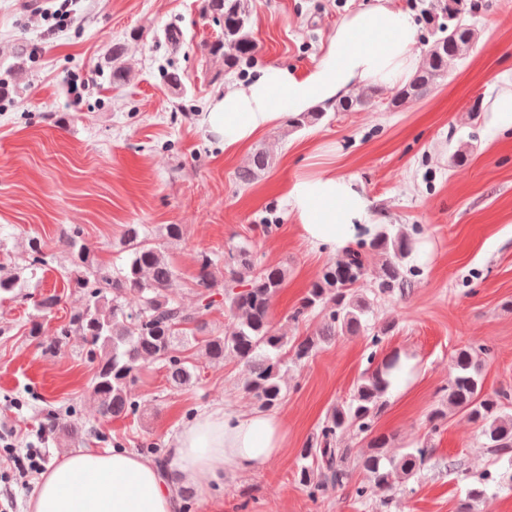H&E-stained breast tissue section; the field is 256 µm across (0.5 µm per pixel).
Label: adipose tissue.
Wrapping results in <instances>:
<instances>
[{"label":"adipose tissue","mask_w":512,"mask_h":512,"mask_svg":"<svg viewBox=\"0 0 512 512\" xmlns=\"http://www.w3.org/2000/svg\"><path fill=\"white\" fill-rule=\"evenodd\" d=\"M416 32L395 0H374L344 17L313 67L266 66L225 88L206 114L208 130L235 151L284 115L334 105L372 85L405 82L418 66ZM286 199L304 237L331 253L369 225L370 203L353 176H298ZM286 441L278 413L209 408L175 437L167 469L128 450L86 449L47 466L28 512H178V487L207 497L227 473H250L276 460Z\"/></svg>","instance_id":"ef3b65f1"}]
</instances>
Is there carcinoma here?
Wrapping results in <instances>:
<instances>
[{"mask_svg":"<svg viewBox=\"0 0 512 512\" xmlns=\"http://www.w3.org/2000/svg\"><path fill=\"white\" fill-rule=\"evenodd\" d=\"M463 0H448L443 9L452 24L440 28L424 52L422 65L407 84L395 89L394 108L425 97L448 72L465 58L477 38V30L463 18ZM202 12L221 27V36L204 45L207 55L224 62L231 71L252 57L256 46L252 37L251 0H202ZM124 51L112 46V85L125 83L129 68ZM370 103V97L344 98L336 102L337 112H352ZM325 112L315 110L288 119L296 130L321 121ZM269 165L263 151L236 173L242 186L251 184ZM185 225L166 224L152 233L144 224H127L121 245L128 261L121 268L99 264L91 252L80 246L73 252L66 278L83 294L85 303L73 313L60 335L75 333L89 346L87 358L95 363L91 391L103 418H128L140 413L141 404L132 397L138 370L145 363H160L175 386L198 378L195 367L181 355V349L199 345L212 362L233 355L243 362L247 376L243 389L258 407L269 411L283 399L282 372L288 364L299 365L315 356L323 345L338 336L357 335L368 330L371 302L363 293L367 266L363 246L349 248L343 258L323 267L310 282L291 318L298 321L314 312L322 314V326L312 335L294 341L279 333L272 322L275 297L286 280L280 266H262L246 246L225 255L202 252L197 257V302L187 307L172 296L178 275L166 257L164 244L183 238ZM369 247L386 255L372 292L403 295L410 288L404 262L413 255L415 242L404 231L382 227ZM222 289L228 321L224 329H208L207 312L215 306L212 290ZM58 303L54 294L33 301L38 316L30 321L29 334L40 336V318ZM389 323L369 338L374 348L368 356L370 367L357 382L349 401L332 407L315 437L300 451L298 483L314 502L331 490L347 489L362 503L373 499L385 504L394 489V476L405 480L416 477L431 459L434 448L424 442L398 457L385 451L389 439L374 434L376 420L386 405L394 380L404 370L398 353L377 359L376 348L391 332ZM487 348L460 349L453 356L454 374L442 387L441 401L462 413L481 428L487 447L497 456L512 458V413L508 412L505 392L483 390L481 362L476 352ZM351 431L362 442L356 468L361 478L354 479L348 466L349 449L337 446L345 432Z\"/></svg>","mask_w":512,"mask_h":512,"instance_id":"1","label":"carcinoma"}]
</instances>
